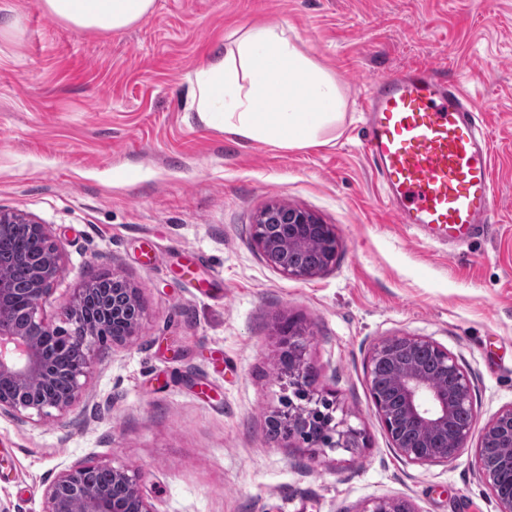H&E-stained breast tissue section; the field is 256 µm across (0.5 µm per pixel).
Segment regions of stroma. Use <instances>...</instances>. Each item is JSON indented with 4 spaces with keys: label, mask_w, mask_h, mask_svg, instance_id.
<instances>
[{
    "label": "stroma",
    "mask_w": 512,
    "mask_h": 512,
    "mask_svg": "<svg viewBox=\"0 0 512 512\" xmlns=\"http://www.w3.org/2000/svg\"><path fill=\"white\" fill-rule=\"evenodd\" d=\"M295 28L346 101L335 144L241 146L185 109L187 76L240 28ZM420 65L467 86L487 111L499 223L460 244L396 222L362 149L358 93ZM309 210L338 238L333 264L284 277L255 248L257 213ZM0 207L49 224L66 256L44 313L107 272L137 288L143 327L101 345L64 415L0 417V512H43L66 469L135 474L153 512H359L373 497L414 512H496L474 449L419 465L391 446L368 357L426 336L468 373L472 436L512 405V0H156L135 26L94 33L0 0ZM301 327L316 394L333 395L365 447L321 456L271 439L279 327Z\"/></svg>",
    "instance_id": "obj_1"
}]
</instances>
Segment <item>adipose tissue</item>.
Returning a JSON list of instances; mask_svg holds the SVG:
<instances>
[{
	"label": "adipose tissue",
	"mask_w": 512,
	"mask_h": 512,
	"mask_svg": "<svg viewBox=\"0 0 512 512\" xmlns=\"http://www.w3.org/2000/svg\"><path fill=\"white\" fill-rule=\"evenodd\" d=\"M57 20L88 31L128 29L152 14L155 0H41ZM294 29L267 24L246 29L190 78V109L206 127L238 144L284 149L326 145L346 119L333 72L297 45Z\"/></svg>",
	"instance_id": "ef3b65f1"
}]
</instances>
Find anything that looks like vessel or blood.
Instances as JSON below:
<instances>
[{
    "label": "vessel or blood",
    "instance_id": "obj_1",
    "mask_svg": "<svg viewBox=\"0 0 512 512\" xmlns=\"http://www.w3.org/2000/svg\"><path fill=\"white\" fill-rule=\"evenodd\" d=\"M365 153L383 198L401 224L428 228L434 239H466L498 208L483 110L463 80L404 68L374 80L360 97Z\"/></svg>",
    "mask_w": 512,
    "mask_h": 512
}]
</instances>
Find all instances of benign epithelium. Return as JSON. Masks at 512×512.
I'll list each match as a JSON object with an SVG mask.
<instances>
[{"mask_svg":"<svg viewBox=\"0 0 512 512\" xmlns=\"http://www.w3.org/2000/svg\"><path fill=\"white\" fill-rule=\"evenodd\" d=\"M14 224L28 228L36 250L27 256L32 268L31 306L25 325L11 323L9 312L13 288L0 280V415L39 422L71 410L86 388V379L95 362V347L108 341L124 345L141 331L143 316L126 320V304L142 305L138 290L120 274L112 273V282L125 288L127 303L112 301L102 317L84 322L78 310L95 291L87 282L75 289L65 317L69 329L49 322L43 313L51 287L65 271L64 255L54 241L49 225L34 217L0 208V233ZM320 225L326 258L316 266L293 263L296 252L306 244L309 225ZM253 242L268 264L282 275L307 280L321 275L333 262L338 239L328 224L312 213L285 203L263 208L253 224ZM51 341L55 356L68 359L76 346L82 359L64 369L67 388L50 390L38 400L29 397L33 380L51 386L55 374L47 364L43 343ZM283 350L276 367L280 379L288 381L293 398L285 409L274 412L269 425L284 430L288 438L298 439L325 454L339 449L353 451L364 446L361 431L343 417H336V401L326 397L313 399L308 387L314 368L306 359L302 329L290 324L281 330ZM385 362L394 381L387 388L370 386L373 404L389 436L392 447L409 461L421 465L448 463L468 448L472 436L473 415L470 379L448 350L425 336L400 335L376 344L370 354L368 373ZM479 474L491 491L498 512H512V491L503 493L500 471L512 466V406L496 413L486 424L475 449ZM113 480L121 482L139 505V512H152L136 476L123 469L98 466ZM81 468L60 472L48 486L44 512H124L122 503L106 492L78 482ZM360 512H414L410 504L397 499L373 498Z\"/></svg>","mask_w":512,"mask_h":512,"instance_id":"benign-epithelium-1","label":"benign epithelium"}]
</instances>
